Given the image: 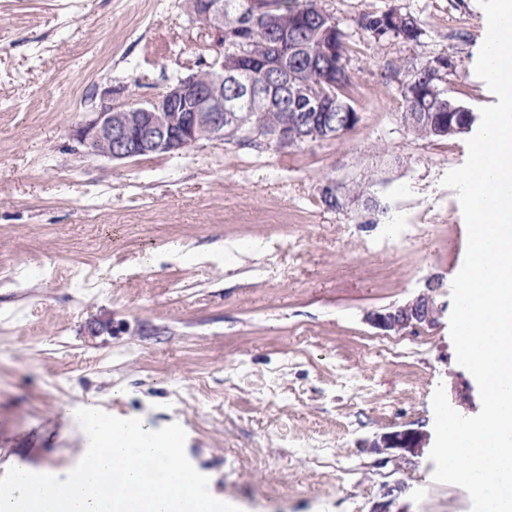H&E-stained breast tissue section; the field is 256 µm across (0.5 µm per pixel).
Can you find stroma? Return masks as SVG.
<instances>
[{"label": "stroma", "mask_w": 512, "mask_h": 512, "mask_svg": "<svg viewBox=\"0 0 512 512\" xmlns=\"http://www.w3.org/2000/svg\"><path fill=\"white\" fill-rule=\"evenodd\" d=\"M348 35L362 120L280 152L222 140L112 161L73 129L105 103L157 97L205 69L186 0H0V476L73 469L84 434L59 404L176 423L213 496L242 512H471L428 455L379 449L434 431L432 398L472 375L450 336L467 227L444 175L467 135L422 141L399 120L400 64L450 58L442 85L472 110L479 0H320ZM420 21L375 43L362 14ZM329 179L386 213L326 207ZM27 271L24 278L12 268ZM433 291L438 321L384 334L370 314ZM428 435L416 429H399L385 433L381 438L379 448L394 449L402 452L419 455L426 448Z\"/></svg>", "instance_id": "1"}]
</instances>
